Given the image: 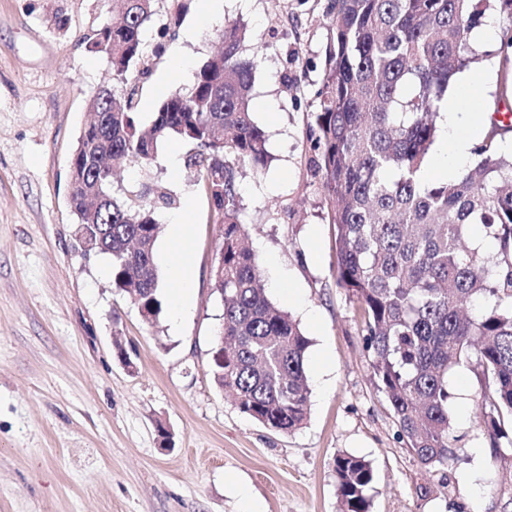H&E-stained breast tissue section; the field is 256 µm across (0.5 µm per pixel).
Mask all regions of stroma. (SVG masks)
Returning a JSON list of instances; mask_svg holds the SVG:
<instances>
[{"label": "stroma", "instance_id": "1", "mask_svg": "<svg viewBox=\"0 0 512 512\" xmlns=\"http://www.w3.org/2000/svg\"><path fill=\"white\" fill-rule=\"evenodd\" d=\"M175 2L160 0L142 36L145 55L165 46L140 83L145 124L167 93L190 88L191 73L218 49L213 32L223 19L246 24L247 56L270 28L279 31L252 87L272 161L244 169L240 219L270 300L311 340L308 419L290 433L270 430L213 380L209 351L223 315L210 281L219 226L201 184L167 161L187 144H164L151 166L124 165L112 182L118 198L145 185L175 198L155 212L164 299L156 324L113 288L110 260L84 257L75 240L70 161L90 120L88 94L112 82L86 37L111 21L112 0H0V512H246L244 488L260 512H338L333 462L343 452L372 464L370 512H504L500 490L512 484V462L487 446L473 374L462 367L448 377L456 460L424 468L370 380L359 307L336 284L334 230L309 140L330 0H225L222 19L203 27L192 6L169 37L163 27ZM486 51L469 70L482 81L475 112L512 77L497 45ZM175 52L189 75L160 83ZM188 196L193 289L177 316L165 254Z\"/></svg>", "mask_w": 512, "mask_h": 512}]
</instances>
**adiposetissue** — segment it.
I'll return each instance as SVG.
<instances>
[{
    "instance_id": "ef3b65f1",
    "label": "adipose tissue",
    "mask_w": 512,
    "mask_h": 512,
    "mask_svg": "<svg viewBox=\"0 0 512 512\" xmlns=\"http://www.w3.org/2000/svg\"><path fill=\"white\" fill-rule=\"evenodd\" d=\"M478 89V82L470 75L456 78L451 82L448 89V104L444 109L443 134L430 155L428 165L422 171L423 178H430L436 173L448 178L455 177L458 170L468 162L472 141L477 132L471 122L468 104ZM187 230L185 216L173 219L168 263L172 278L181 285L180 293L173 300V306L178 311L182 310L192 288L187 260Z\"/></svg>"
}]
</instances>
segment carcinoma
Returning a JSON list of instances; mask_svg holds the SVG:
<instances>
[{
  "label": "carcinoma",
  "instance_id": "cac0c4a2",
  "mask_svg": "<svg viewBox=\"0 0 512 512\" xmlns=\"http://www.w3.org/2000/svg\"><path fill=\"white\" fill-rule=\"evenodd\" d=\"M158 0H112V27L90 37L122 93L102 87L87 99L96 130L83 128L72 160L68 206L76 231L98 233L112 260V287L162 312L153 217L169 194H112L117 160L150 165L164 142L192 145L184 159L214 205L224 277V364L212 375L239 411L278 432L307 419L305 359L310 339L267 296L240 221L238 177L267 167L265 132L250 93L262 50L241 57L245 25L217 30L218 56L203 63L191 90H174L147 126L137 82L151 70L142 32ZM330 44L310 128L316 173L333 224L336 282L358 304L371 378L384 394L398 436L427 468L456 458L448 373L474 375L480 423L494 456L512 452V155L499 141L512 125L490 120L474 162L452 181L422 183L448 86L477 62L473 29L488 11L506 16L501 52L512 51V0H331ZM478 227L493 249L469 247ZM340 512H369L371 463L334 460Z\"/></svg>",
  "mask_w": 512,
  "mask_h": 512
}]
</instances>
